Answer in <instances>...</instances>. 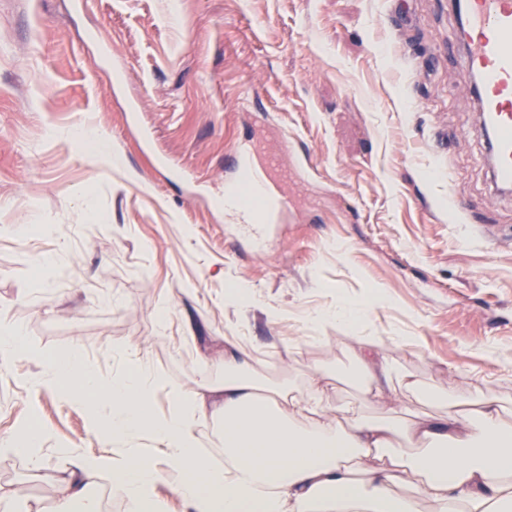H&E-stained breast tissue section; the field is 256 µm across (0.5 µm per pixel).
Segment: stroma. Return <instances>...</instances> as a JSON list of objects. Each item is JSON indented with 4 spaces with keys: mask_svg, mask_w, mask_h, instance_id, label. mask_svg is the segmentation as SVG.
Segmentation results:
<instances>
[{
    "mask_svg": "<svg viewBox=\"0 0 512 512\" xmlns=\"http://www.w3.org/2000/svg\"><path fill=\"white\" fill-rule=\"evenodd\" d=\"M455 25L448 0H0V313L25 345L0 366V437L49 434L36 467L0 448V499L62 512L64 449L112 452L36 381L75 348L107 384L160 372V416L171 389L223 383L233 340L292 396L315 371L364 415H438L427 395L449 386L512 423V193L493 186ZM86 126L119 165L68 139ZM262 133L318 204L258 244L224 189L227 156ZM62 240L69 259L38 266ZM348 301L422 396L365 394L355 340L315 320Z\"/></svg>",
    "mask_w": 512,
    "mask_h": 512,
    "instance_id": "35a3bbf8",
    "label": "stroma"
}]
</instances>
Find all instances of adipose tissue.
Returning a JSON list of instances; mask_svg holds the SVG:
<instances>
[{
	"mask_svg": "<svg viewBox=\"0 0 512 512\" xmlns=\"http://www.w3.org/2000/svg\"><path fill=\"white\" fill-rule=\"evenodd\" d=\"M357 342L364 387L384 396L389 364L373 337ZM251 361L246 346L229 344L223 385L171 391L175 409L162 417L148 405L159 379L148 364L104 385L80 351L47 361L39 384L68 387L100 438L125 444L115 457L68 451L69 498L107 473L133 512H158L155 487L170 472L183 512H512V426L493 401L445 417H366L330 404L314 374L283 410L262 394ZM215 413L224 416L220 467L197 446L200 420ZM145 435L162 447L167 472L137 447Z\"/></svg>",
	"mask_w": 512,
	"mask_h": 512,
	"instance_id": "1",
	"label": "adipose tissue"
}]
</instances>
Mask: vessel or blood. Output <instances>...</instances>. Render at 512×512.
I'll use <instances>...</instances> for the list:
<instances>
[{"instance_id": "vessel-or-blood-1", "label": "vessel or blood", "mask_w": 512, "mask_h": 512, "mask_svg": "<svg viewBox=\"0 0 512 512\" xmlns=\"http://www.w3.org/2000/svg\"><path fill=\"white\" fill-rule=\"evenodd\" d=\"M460 23L450 44L461 45V62L475 79L474 95L488 143L491 176L502 192L512 190V0H448ZM244 174L233 201L249 227L272 223L291 201L282 192L288 179L280 153L254 146L233 159Z\"/></svg>"}]
</instances>
